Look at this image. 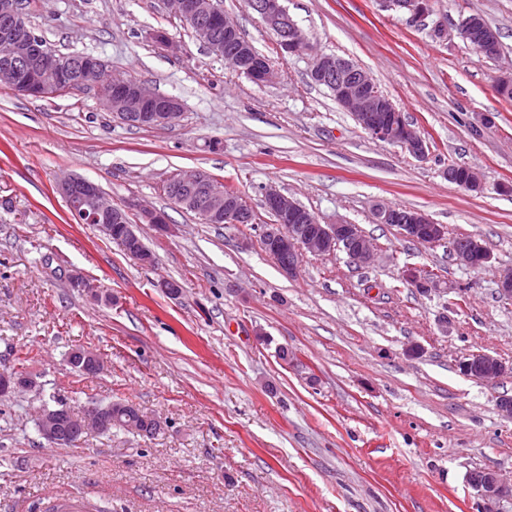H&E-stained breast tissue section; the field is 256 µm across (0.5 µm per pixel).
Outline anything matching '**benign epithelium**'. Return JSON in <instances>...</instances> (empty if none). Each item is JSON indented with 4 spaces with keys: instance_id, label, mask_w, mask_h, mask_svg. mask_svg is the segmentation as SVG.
Listing matches in <instances>:
<instances>
[{
    "instance_id": "1",
    "label": "benign epithelium",
    "mask_w": 512,
    "mask_h": 512,
    "mask_svg": "<svg viewBox=\"0 0 512 512\" xmlns=\"http://www.w3.org/2000/svg\"><path fill=\"white\" fill-rule=\"evenodd\" d=\"M383 7L401 11L412 21H421L432 12V0H381ZM173 12L192 29L195 37L210 49L236 54L231 62L239 66L259 85L272 84L278 71L270 61L244 47H232V35L238 27L224 13L220 0H168ZM264 27L278 37L279 48L288 53L312 51L306 35L291 18L283 0H247ZM26 4L22 0H0V37L10 41L15 51L0 62V82L24 96L47 98L64 91L111 88L100 99L101 107L128 125L138 127L170 126L182 117L178 99L157 93L135 78H117L100 59H55L43 48L42 40L28 27ZM459 37L488 58L500 55L496 33L477 16H469L458 26ZM312 80L327 87L336 103L350 113L358 125L373 139L403 147L411 156L423 160L429 144L418 129L405 120L391 99L380 92L373 77L354 62L323 53L313 54ZM72 215L82 224H94L107 237L112 227H125L126 242L137 239L125 207L112 204L102 188L80 176L63 178L56 185ZM173 201L193 210L205 224H250L252 210L233 201L224 183L202 169L183 170L174 176L169 188ZM263 205L276 221L263 226L261 240L266 253L278 262L281 271L296 274L299 257L309 253L325 256L343 250L352 263L360 267L374 264L376 253L371 239L360 225L348 222L322 224L317 217L293 197L273 186L264 189ZM146 224L167 223L165 213L140 202L132 204ZM376 216L381 224H394L401 234L420 244L433 246L446 239V229L416 210L402 212L394 206L380 205ZM457 263L470 269L488 265L490 254L474 239L452 245ZM403 279L423 293L444 289L443 280L422 275L407 268ZM83 369L98 374L104 369L102 357L89 349L75 352ZM460 373L480 382H494L512 370L499 358L488 353H473L459 361ZM32 382L28 373H0V396ZM74 429L60 430V411L43 407L39 411L38 431L51 447L70 446L91 432L100 433L109 424V414L101 404L92 403L70 413ZM467 483L483 502L482 512H496L501 498L512 493V483L504 481L493 469H480L467 475Z\"/></svg>"
}]
</instances>
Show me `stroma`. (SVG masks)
<instances>
[{
	"instance_id": "35a3bbf8",
	"label": "stroma",
	"mask_w": 512,
	"mask_h": 512,
	"mask_svg": "<svg viewBox=\"0 0 512 512\" xmlns=\"http://www.w3.org/2000/svg\"><path fill=\"white\" fill-rule=\"evenodd\" d=\"M29 2L56 49L178 98L182 117L137 128L92 89L32 98L0 84V372L18 369L19 350L36 354L35 387L0 398V512L68 499L100 512H480L468 472L512 479V420L496 407L512 372L487 386L458 363L486 352L512 365V300L496 276L512 268V100L495 85L512 72V0H433L422 23L379 0H286L316 51L367 69L428 137L422 161L371 139L311 80L310 55L281 53L245 0H223L224 11L278 83L233 71L164 0ZM473 13L497 28V59L458 37ZM439 23L447 37H434ZM160 31L177 51L156 42ZM451 164L479 169L483 192L448 182ZM195 168L236 188L253 223L205 224L174 205L164 184ZM66 173L115 205L165 212L167 232L130 218L154 266L73 218L55 190ZM268 185L320 223L360 225L376 264L308 254L284 276L260 243ZM380 204L426 213L446 241L422 246L378 223ZM461 235L486 248L489 269L456 263ZM409 267L437 272L452 293L417 291ZM74 273L105 300L71 288ZM163 278L181 295L163 293ZM414 345L420 356H408ZM78 348L106 371L74 372L65 356ZM57 397L130 403L162 428L51 447L34 411Z\"/></svg>"
}]
</instances>
